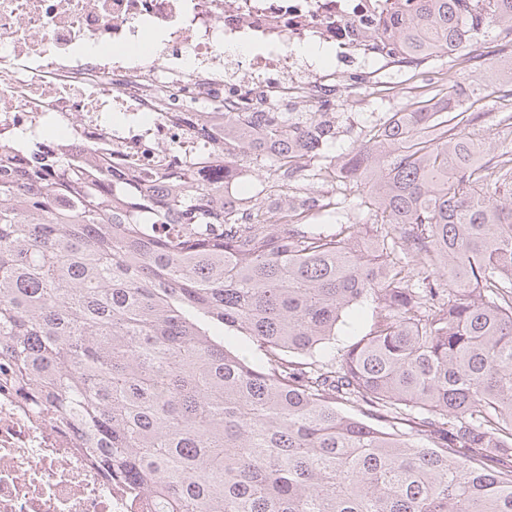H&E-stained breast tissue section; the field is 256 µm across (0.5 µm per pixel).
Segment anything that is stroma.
Instances as JSON below:
<instances>
[{"instance_id": "obj_1", "label": "stroma", "mask_w": 512, "mask_h": 512, "mask_svg": "<svg viewBox=\"0 0 512 512\" xmlns=\"http://www.w3.org/2000/svg\"><path fill=\"white\" fill-rule=\"evenodd\" d=\"M479 40L483 46L482 52L465 61L445 54L435 56L399 74L392 71L383 73L377 87L367 93L339 99L334 107L336 139L330 149L331 160L341 162L345 154L363 144L372 126L385 113L410 110L421 87L439 81L455 64L460 67V80L468 82L477 79L485 87L484 121L473 128L472 135L484 143L488 153H497L502 140L497 126L495 72L504 58L512 57V43L507 42L503 33L495 27L480 35Z\"/></svg>"}]
</instances>
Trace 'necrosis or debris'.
I'll return each instance as SVG.
<instances>
[{
  "label": "necrosis or debris",
  "mask_w": 512,
  "mask_h": 512,
  "mask_svg": "<svg viewBox=\"0 0 512 512\" xmlns=\"http://www.w3.org/2000/svg\"><path fill=\"white\" fill-rule=\"evenodd\" d=\"M405 0H0V142L92 157L145 178L210 156L177 119L206 104H333L403 69L382 30ZM332 47L352 74L299 58ZM0 512H140L46 412L0 390Z\"/></svg>",
  "instance_id": "1"
}]
</instances>
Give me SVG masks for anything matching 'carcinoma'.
Listing matches in <instances>:
<instances>
[{
	"label": "carcinoma",
	"instance_id": "carcinoma-1",
	"mask_svg": "<svg viewBox=\"0 0 512 512\" xmlns=\"http://www.w3.org/2000/svg\"><path fill=\"white\" fill-rule=\"evenodd\" d=\"M492 26L512 35V0H416L391 36L423 61ZM468 88L338 165L328 112L188 113L208 163L268 167L246 207L190 165L146 181L0 143V385L147 512H512L485 463L512 457V151L475 158ZM305 182L332 215L365 183L355 221H313Z\"/></svg>",
	"mask_w": 512,
	"mask_h": 512
}]
</instances>
